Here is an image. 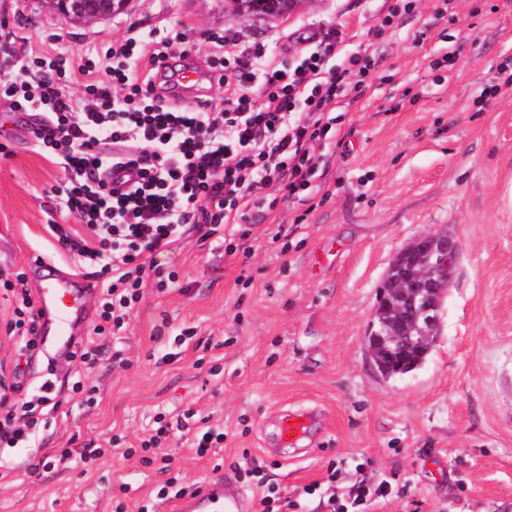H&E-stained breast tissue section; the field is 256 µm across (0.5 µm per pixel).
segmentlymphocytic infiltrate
Listing matches in <instances>:
<instances>
[{
  "instance_id": "1",
  "label": "lymphocytic infiltrate",
  "mask_w": 512,
  "mask_h": 512,
  "mask_svg": "<svg viewBox=\"0 0 512 512\" xmlns=\"http://www.w3.org/2000/svg\"><path fill=\"white\" fill-rule=\"evenodd\" d=\"M185 39L180 23L149 41L128 34L110 53L78 65L79 96L64 91L46 51L32 58L27 79L0 84V97L31 117L38 149L65 173V207L89 231L84 238L60 224L47 227L80 265L92 267L99 286L93 334L71 353L88 367L110 352L109 336L123 330L145 288L163 294L177 286L176 272L163 271L156 255L189 238L202 249L211 242L229 254L247 249L268 209L265 189L308 201L324 176L319 150L339 133L334 110L360 91L370 70L368 56L343 50L335 30L291 66L223 38L203 64L214 78L232 73V91L172 106L161 66L177 58ZM127 169L137 170V180L114 188L111 175ZM0 287L12 295L8 335L16 353L33 355L39 322L25 272ZM14 376L0 381L4 450L35 438L43 408L57 398H22L23 373Z\"/></svg>"
}]
</instances>
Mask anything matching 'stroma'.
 Segmentation results:
<instances>
[{
	"label": "stroma",
	"instance_id": "1",
	"mask_svg": "<svg viewBox=\"0 0 512 512\" xmlns=\"http://www.w3.org/2000/svg\"><path fill=\"white\" fill-rule=\"evenodd\" d=\"M395 3L302 0L289 15L239 17L233 0H128L107 19L74 22L47 0H0V46L22 61L49 50L66 70L128 29L158 36L176 21L195 60L226 35L292 64L330 28L371 60L339 141L320 149L327 198L312 208L278 199L250 254H210L188 239L158 257L180 285L145 290L114 342L124 364L88 371L53 348L29 359L28 396L49 372L104 390L86 411L62 402L44 437L0 457V512H171L152 502L169 472L126 451L149 437L156 413L176 422L187 409L224 432L202 456L182 429L164 442L187 486L225 472L252 502L271 491L282 512H329L333 494L385 481L390 495L363 512H512V93L484 95L512 61V0H414L393 18ZM0 143L11 152L0 159V274L26 272L35 292L51 268H78L48 225L80 224L58 192L63 171L3 100ZM437 228L462 248L441 335L421 368L380 378L364 338L386 271L407 241ZM185 327L195 337L162 363ZM300 408L317 411L323 430L306 453L279 459L275 424ZM75 435L111 440L112 451L89 475L78 465L31 475Z\"/></svg>",
	"mask_w": 512,
	"mask_h": 512
}]
</instances>
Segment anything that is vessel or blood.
Returning a JSON list of instances; mask_svg holds the SVG:
<instances>
[{"label": "vessel or blood", "mask_w": 512, "mask_h": 512, "mask_svg": "<svg viewBox=\"0 0 512 512\" xmlns=\"http://www.w3.org/2000/svg\"><path fill=\"white\" fill-rule=\"evenodd\" d=\"M201 78L200 71L191 65L176 68L172 79L173 104H181L180 89L195 86ZM90 289L70 287L68 281L59 280L51 287L39 289L37 304L42 312L41 333L62 337L69 344H76V333L85 319ZM318 423L316 413L290 410L283 413L277 424L279 447L295 448L310 436ZM176 512H248L243 493L230 489L224 476H216L178 498Z\"/></svg>", "instance_id": "b4317fda"}]
</instances>
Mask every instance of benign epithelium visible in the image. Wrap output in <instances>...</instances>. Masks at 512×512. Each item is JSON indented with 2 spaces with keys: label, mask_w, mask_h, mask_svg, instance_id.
Masks as SVG:
<instances>
[{
  "label": "benign epithelium",
  "mask_w": 512,
  "mask_h": 512,
  "mask_svg": "<svg viewBox=\"0 0 512 512\" xmlns=\"http://www.w3.org/2000/svg\"><path fill=\"white\" fill-rule=\"evenodd\" d=\"M63 18L74 13L94 21L109 10L91 0H51ZM461 255L460 242L445 229L418 235L403 245L394 257L386 279L391 299L377 309L376 321L366 336L367 353L378 349L393 357L417 346L432 345L440 333L441 293L454 281Z\"/></svg>",
  "instance_id": "1"
}]
</instances>
